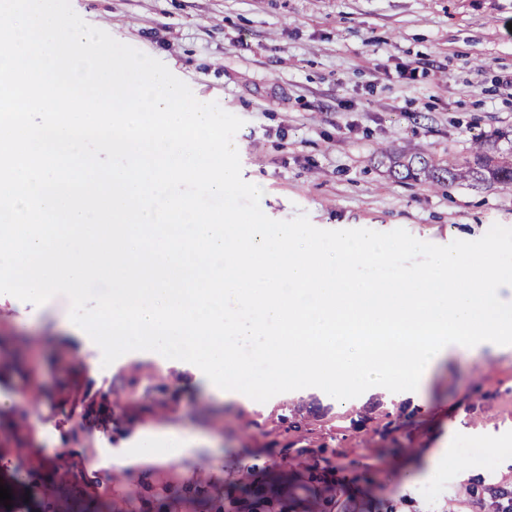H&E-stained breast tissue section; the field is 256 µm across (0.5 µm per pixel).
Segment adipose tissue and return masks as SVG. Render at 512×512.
<instances>
[{"mask_svg": "<svg viewBox=\"0 0 512 512\" xmlns=\"http://www.w3.org/2000/svg\"><path fill=\"white\" fill-rule=\"evenodd\" d=\"M203 444L199 435L188 431L144 426L129 446L113 457L112 463L119 469L145 464H175L186 456L201 452Z\"/></svg>", "mask_w": 512, "mask_h": 512, "instance_id": "ef3b65f1", "label": "adipose tissue"}]
</instances>
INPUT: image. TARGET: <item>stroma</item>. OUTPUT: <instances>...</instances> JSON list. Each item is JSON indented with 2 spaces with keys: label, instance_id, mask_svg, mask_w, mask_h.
Masks as SVG:
<instances>
[{
  "label": "stroma",
  "instance_id": "stroma-1",
  "mask_svg": "<svg viewBox=\"0 0 512 512\" xmlns=\"http://www.w3.org/2000/svg\"><path fill=\"white\" fill-rule=\"evenodd\" d=\"M88 24L163 62L193 94L242 119L240 146L246 182L263 191L271 219L307 215L317 228L372 224L405 229L437 245L474 241L492 225L512 228V184L459 181L431 188L389 176L379 151L414 148L437 164L465 165L477 147L512 162V0H71ZM69 312L49 305L0 304V395L21 405L41 438L35 453L63 452L62 409L55 394L75 375L92 390L111 387L119 363L103 366L88 338L62 333ZM168 378L169 425L215 436V456L184 458L170 468L116 470L108 460L137 428L114 411L107 424L88 423L80 452L97 469L100 487L82 490L73 478L38 489L27 461L0 459V485L11 506L0 512H91L95 498L165 474L223 484L244 463H265L267 439L257 416L281 404L300 407L314 424L336 427L331 447L288 455V475L311 467L333 470L340 501L371 503L372 512H427L422 485L406 468L455 437L465 464L437 480L439 500L495 484L512 490V455L480 451L483 438L512 444V356H461L438 371L422 395L367 394L339 407L317 394L281 393L269 401H218L188 363L153 358ZM36 374V385L26 377ZM396 412L398 429L363 443L348 423L375 406Z\"/></svg>",
  "mask_w": 512,
  "mask_h": 512
}]
</instances>
